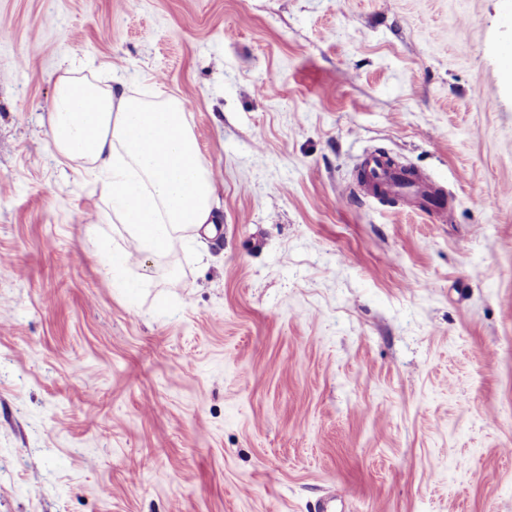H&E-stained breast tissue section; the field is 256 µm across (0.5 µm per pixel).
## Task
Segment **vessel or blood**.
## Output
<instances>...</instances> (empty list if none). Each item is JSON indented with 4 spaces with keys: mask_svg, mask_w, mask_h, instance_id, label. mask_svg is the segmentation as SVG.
<instances>
[{
    "mask_svg": "<svg viewBox=\"0 0 512 512\" xmlns=\"http://www.w3.org/2000/svg\"><path fill=\"white\" fill-rule=\"evenodd\" d=\"M355 189L377 201L386 195L404 198L410 206L428 214L436 223L443 222L448 212L446 200L437 184L420 175L408 178L379 152H369L361 158Z\"/></svg>",
    "mask_w": 512,
    "mask_h": 512,
    "instance_id": "b4317fda",
    "label": "vessel or blood"
}]
</instances>
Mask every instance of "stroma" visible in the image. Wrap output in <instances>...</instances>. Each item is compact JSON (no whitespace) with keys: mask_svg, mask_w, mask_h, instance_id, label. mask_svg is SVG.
<instances>
[{"mask_svg":"<svg viewBox=\"0 0 512 512\" xmlns=\"http://www.w3.org/2000/svg\"><path fill=\"white\" fill-rule=\"evenodd\" d=\"M505 0H0V512H512ZM193 100L206 255L136 295L48 137L70 66ZM380 151L452 200L351 192Z\"/></svg>","mask_w":512,"mask_h":512,"instance_id":"1","label":"stroma"}]
</instances>
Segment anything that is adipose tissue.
<instances>
[{
	"instance_id": "adipose-tissue-1",
	"label": "adipose tissue",
	"mask_w": 512,
	"mask_h": 512,
	"mask_svg": "<svg viewBox=\"0 0 512 512\" xmlns=\"http://www.w3.org/2000/svg\"><path fill=\"white\" fill-rule=\"evenodd\" d=\"M49 137L63 162L92 172L124 227L127 246L113 254L112 272L145 265L194 228L217 224L214 178L181 99L66 74L56 83Z\"/></svg>"
}]
</instances>
